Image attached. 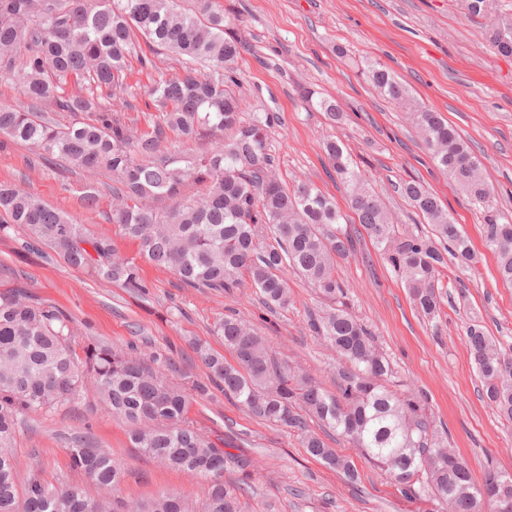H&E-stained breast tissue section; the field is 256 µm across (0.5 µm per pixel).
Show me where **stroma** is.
I'll return each instance as SVG.
<instances>
[{"mask_svg":"<svg viewBox=\"0 0 512 512\" xmlns=\"http://www.w3.org/2000/svg\"><path fill=\"white\" fill-rule=\"evenodd\" d=\"M239 16L252 46L237 64L240 91L252 106L274 115L270 144L276 176L285 186L312 181L340 210L348 192L328 176L322 143L334 135L345 143L396 224L424 227L422 215L398 191L414 179L432 190L480 249L477 274L449 262L442 287L447 298L438 320L419 312L406 288L385 263L360 224L350 230L356 254L341 262L353 314L370 327L390 358L391 389L423 393L437 424L448 431L452 448L469 463L475 481L488 467L512 473V425L482 398V384L465 346L472 321L512 348V288L504 286L494 255L484 250V219L432 162L406 109L380 96L358 65L364 58L393 70L422 106L440 112L475 145L498 210L512 214V57L495 53L465 0H218ZM345 57H337V48ZM314 86L334 97L343 113L331 124L308 109L298 95ZM30 152L17 145L0 153V181L21 188L66 212L97 235L116 241L123 256L137 254L109 219L110 200L96 208L80 200L84 177L54 167L32 166ZM26 232L0 234V287L23 284L47 305L68 314L76 334V358L88 344L130 347L182 356L187 372L204 379L194 353L203 344L220 353L224 343L211 333L217 318L235 313L265 336L275 355L302 367L328 390L336 388L340 359L311 336L307 314L321 304L314 288L292 270L284 276L292 295L288 308L269 311L253 288L230 292L182 287L168 269L143 265L149 285L135 295L120 285H103L68 266L51 250L25 252ZM190 422L206 438L224 440L233 458L224 480L242 486L241 512H433L434 502L402 497L388 476L372 467L352 444L336 441L337 451L355 464L358 486L309 456L288 429L257 418L218 388L193 402ZM87 433L125 472L122 495L146 501L165 490L184 492L195 505L208 496L204 480L169 469L129 442L126 425L86 393L73 404L30 416L16 433L10 453L20 482L38 477L52 482L67 476L97 496V487L70 465L67 437Z\"/></svg>","mask_w":512,"mask_h":512,"instance_id":"1","label":"stroma"}]
</instances>
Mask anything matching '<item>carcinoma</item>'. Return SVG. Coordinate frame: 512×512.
<instances>
[{"instance_id":"1","label":"carcinoma","mask_w":512,"mask_h":512,"mask_svg":"<svg viewBox=\"0 0 512 512\" xmlns=\"http://www.w3.org/2000/svg\"><path fill=\"white\" fill-rule=\"evenodd\" d=\"M0 0V75L21 88L23 99L0 105V151L25 143L30 163H57L84 174L82 200L97 204L93 177L111 176L109 221L137 244L138 258L123 259L112 238L49 206L17 185L0 181V232L27 229L22 248L51 249L70 267L96 280L118 283L137 294L148 285L137 260L174 271L191 288L229 292L250 282L271 311L291 301L284 270L316 288L322 307L308 316L312 335L345 361L336 392L289 363L276 364L271 346L243 319L226 315L213 334L224 340L234 362L198 345L207 382L191 388L174 355L90 344L82 360L69 347L73 320L42 303L24 286L0 292V512H195L188 497L166 491L147 502L120 496L123 473L112 455L82 431L69 439L71 466L99 489L98 498L64 476L55 482L30 478L19 487L8 448L17 427L31 414L60 408L92 393L128 425L134 447L209 484L202 512H240L242 487L224 481L231 454L205 439L188 420L192 395L220 388L253 415L286 427L307 454L355 485L360 475L311 429L317 423L361 450L405 497L432 496L436 512H512V474L489 470L474 481L467 462L448 446L420 395L398 394L388 382L394 370L372 331L353 315L336 261L355 252L354 238L335 203L313 183L288 189L274 176L270 147L272 114L249 110L238 90L235 64L250 51L230 10L215 0ZM486 0H467L471 17L482 20L486 41L512 56V14L485 12ZM144 39L150 53L139 43ZM173 55L182 71L166 74L149 54ZM154 72L144 89L146 106L158 112L149 130L134 133L139 108L126 97L129 61ZM364 74L386 98L407 106L434 161L484 213V244L496 259L500 280L512 286V216L494 207L493 189L470 142L440 113L417 105L409 89L377 61ZM307 105L331 121L336 100L304 88ZM67 112L61 124L54 114ZM201 142L195 154L179 144ZM326 159L349 193L350 207L376 248L404 281L423 315L440 316L447 297L441 286L447 256L475 272L478 254L441 200L412 179L401 195L422 214L429 233L399 230L344 142H324ZM191 183L198 194L180 199ZM168 197L171 207L153 201ZM465 341L482 382V397L512 424V355L478 322Z\"/></svg>"}]
</instances>
